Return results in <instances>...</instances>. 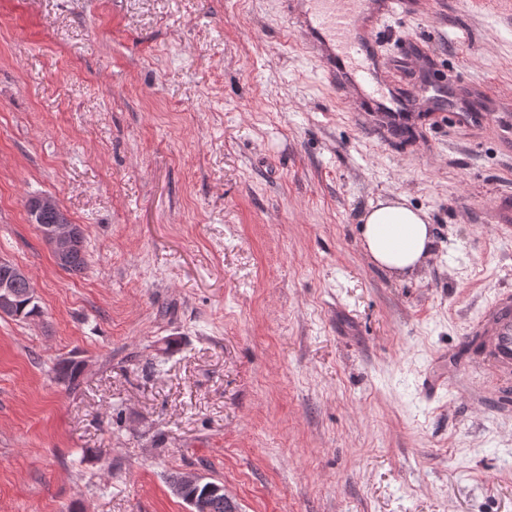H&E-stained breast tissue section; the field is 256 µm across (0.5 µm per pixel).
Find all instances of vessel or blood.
I'll return each mask as SVG.
<instances>
[{
    "mask_svg": "<svg viewBox=\"0 0 512 512\" xmlns=\"http://www.w3.org/2000/svg\"><path fill=\"white\" fill-rule=\"evenodd\" d=\"M296 38L338 92H355L368 104L363 115L386 137L404 136L412 123V97L391 82L393 69L377 50L386 19L413 10V0H283ZM482 334L490 365L512 372V295L488 305Z\"/></svg>",
    "mask_w": 512,
    "mask_h": 512,
    "instance_id": "b4317fda",
    "label": "vessel or blood"
}]
</instances>
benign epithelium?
<instances>
[{
    "label": "benign epithelium",
    "instance_id": "7a95c632",
    "mask_svg": "<svg viewBox=\"0 0 512 512\" xmlns=\"http://www.w3.org/2000/svg\"><path fill=\"white\" fill-rule=\"evenodd\" d=\"M28 221L39 226L42 240L48 246L55 264L65 269L73 259L84 252L85 237L81 225L72 222L69 214L57 200L46 194L29 197L25 201ZM27 282L30 301H37L36 291L25 269L0 258V315H10L14 309V281ZM202 485L199 476H181L172 486L178 496L185 495Z\"/></svg>",
    "mask_w": 512,
    "mask_h": 512
}]
</instances>
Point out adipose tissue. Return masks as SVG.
Returning a JSON list of instances; mask_svg holds the SVG:
<instances>
[{
    "mask_svg": "<svg viewBox=\"0 0 512 512\" xmlns=\"http://www.w3.org/2000/svg\"><path fill=\"white\" fill-rule=\"evenodd\" d=\"M362 245L378 268L393 274L410 273L432 257L434 238L425 212L404 201L385 199L362 217Z\"/></svg>",
    "mask_w": 512,
    "mask_h": 512,
    "instance_id": "1",
    "label": "adipose tissue"
}]
</instances>
